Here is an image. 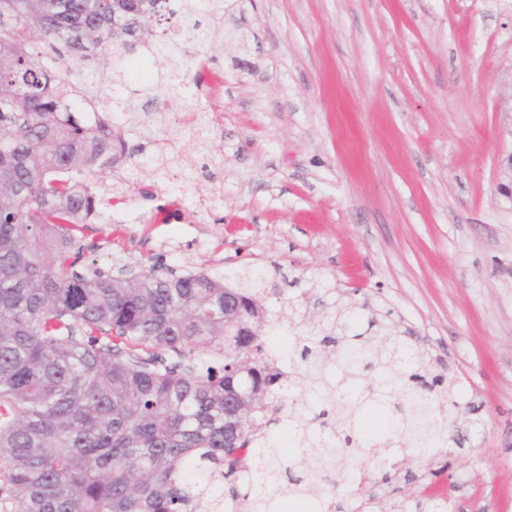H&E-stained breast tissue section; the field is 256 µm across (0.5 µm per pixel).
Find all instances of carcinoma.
Returning a JSON list of instances; mask_svg holds the SVG:
<instances>
[{
    "mask_svg": "<svg viewBox=\"0 0 512 512\" xmlns=\"http://www.w3.org/2000/svg\"><path fill=\"white\" fill-rule=\"evenodd\" d=\"M176 14L182 37L163 48L197 88L224 0H0V463L13 512H282L285 491L327 512L339 490L352 512H376L373 464L392 472L415 448L451 445L458 417L456 381L396 329L350 333V302L290 316L288 375L259 335L237 337L243 373L224 361V281L79 269L83 230L116 201L94 175L126 161L102 113ZM112 57L127 68L79 77ZM139 92L155 112L174 97L197 111L174 72L167 92L143 78ZM234 292L244 315L271 316L260 289ZM278 389L307 402L285 411ZM258 392L268 407L224 447ZM277 427L296 443L288 458Z\"/></svg>",
    "mask_w": 512,
    "mask_h": 512,
    "instance_id": "cac0c4a2",
    "label": "carcinoma"
}]
</instances>
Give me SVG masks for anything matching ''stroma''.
<instances>
[{
  "label": "stroma",
  "mask_w": 512,
  "mask_h": 512,
  "mask_svg": "<svg viewBox=\"0 0 512 512\" xmlns=\"http://www.w3.org/2000/svg\"><path fill=\"white\" fill-rule=\"evenodd\" d=\"M221 27L222 88L198 98L219 162L201 171L179 100L131 96L110 119L137 171L83 264L258 277L270 310L294 297L307 319L356 303L460 384L449 472L430 455L376 496L448 479L461 512H512V0H224ZM146 129L178 158L158 167ZM173 193L184 220L152 223Z\"/></svg>",
  "instance_id": "stroma-1"
}]
</instances>
